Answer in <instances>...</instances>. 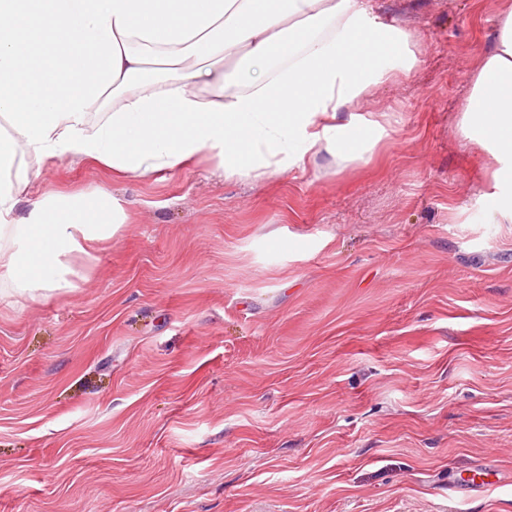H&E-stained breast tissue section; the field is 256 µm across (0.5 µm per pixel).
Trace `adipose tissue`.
Here are the masks:
<instances>
[{"label":"adipose tissue","mask_w":512,"mask_h":512,"mask_svg":"<svg viewBox=\"0 0 512 512\" xmlns=\"http://www.w3.org/2000/svg\"><path fill=\"white\" fill-rule=\"evenodd\" d=\"M416 63L365 0H0V299L76 288L70 257L128 221L98 186L30 199L50 161L145 179L204 160L251 180L350 161L384 132L358 102ZM460 129L492 145L489 199L512 220V10Z\"/></svg>","instance_id":"ef3b65f1"}]
</instances>
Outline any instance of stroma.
Wrapping results in <instances>:
<instances>
[{
  "mask_svg": "<svg viewBox=\"0 0 512 512\" xmlns=\"http://www.w3.org/2000/svg\"><path fill=\"white\" fill-rule=\"evenodd\" d=\"M370 2L418 62L362 159L45 170L133 221L78 288L0 300V512H512V222L458 129L512 0Z\"/></svg>",
  "mask_w": 512,
  "mask_h": 512,
  "instance_id": "obj_1",
  "label": "stroma"
}]
</instances>
